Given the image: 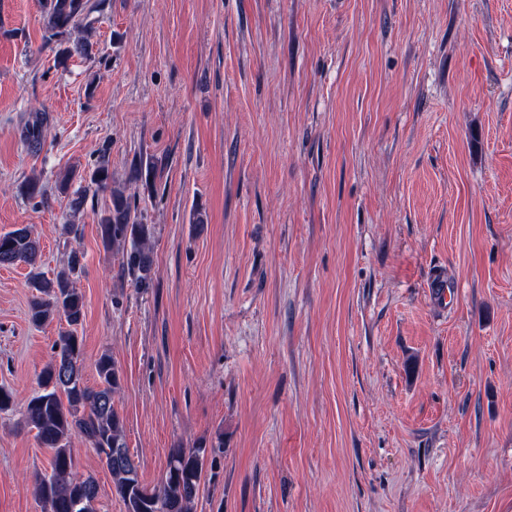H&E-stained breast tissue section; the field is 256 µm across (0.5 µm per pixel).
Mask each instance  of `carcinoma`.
Returning <instances> with one entry per match:
<instances>
[{"instance_id": "obj_1", "label": "carcinoma", "mask_w": 512, "mask_h": 512, "mask_svg": "<svg viewBox=\"0 0 512 512\" xmlns=\"http://www.w3.org/2000/svg\"><path fill=\"white\" fill-rule=\"evenodd\" d=\"M106 0H40L42 26L49 38L81 32L83 22L93 12L104 10ZM92 45L80 36L73 46L60 45L56 64L64 66L76 54L86 56ZM44 113L33 116L22 131L28 147L39 152L44 147ZM91 184L110 192L111 204L100 215L99 226L105 246L117 250L122 274L143 291L152 286L154 265L153 225L138 221L128 197L119 185L112 184L108 147L100 150L98 160L88 173ZM65 178L57 190L69 199L64 233L77 235L73 218L86 204V191L69 192ZM42 248L26 225L0 234V266L24 263L31 267L34 289L28 308L30 322L42 326L59 318L66 328L54 342V356L40 374V391L23 407L24 422L36 431L40 445L48 450L46 467L34 475L33 492L43 512H98L99 486L91 475L78 472L73 443L78 439L93 448L112 476L116 495L125 512H193L202 480L206 453L224 452V440H204L186 448L173 446L167 456L165 474L153 486L143 483L127 440L126 423L116 405L121 391V371L112 355L105 351L96 362L97 387L83 378V339L78 327L85 316L83 295L76 279L84 269V254L71 248L66 266L48 278L38 271Z\"/></svg>"}]
</instances>
